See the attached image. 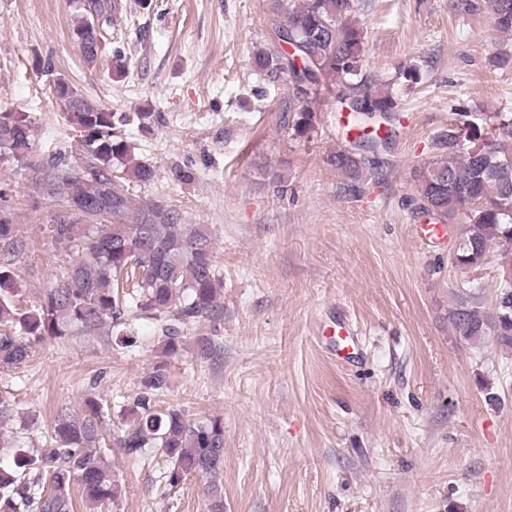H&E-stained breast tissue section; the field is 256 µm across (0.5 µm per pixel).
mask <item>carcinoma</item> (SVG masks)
<instances>
[{
	"instance_id": "1",
	"label": "carcinoma",
	"mask_w": 512,
	"mask_h": 512,
	"mask_svg": "<svg viewBox=\"0 0 512 512\" xmlns=\"http://www.w3.org/2000/svg\"><path fill=\"white\" fill-rule=\"evenodd\" d=\"M494 27L512 34V0H489ZM81 14L73 35L87 65L97 62L104 43L102 22L112 0H79ZM353 0H301L275 20L274 49L255 52L253 64L267 80L288 75L298 95L318 94L324 84L341 90V109H349L346 134H361L332 153L329 164L341 171L343 190L357 193L376 180L384 161L369 157L386 147L368 126L394 119V98L377 90L363 73L362 29L351 18ZM65 118L80 133V163L61 153L41 154L34 125L23 112H0V164L36 174L52 192L54 240L68 244L75 258L43 289L35 305L21 311L11 270L0 269V363L20 365L34 344L73 334L91 336L102 328L133 332L132 322L155 321L167 356L183 349L185 330L201 321H219L223 280L215 265L214 241L204 224H183L179 213L159 203H134L125 182L153 180L151 166L136 160L123 127L131 117L80 96L63 78L54 80ZM317 112L303 104L283 116L297 135L314 128ZM495 136L480 144L468 112L454 113L457 130L436 138L437 153L414 170L420 213L440 223L463 224L462 247L451 264L480 267L492 247L500 249L506 273L491 308L480 290L459 287L448 307L456 339L476 344L486 338L512 350V115L489 117ZM473 146L466 147L461 137ZM8 190L0 188V251L15 260L24 250L7 213ZM167 375L156 367L141 383L116 446L131 458L156 449L168 461L162 483L170 490L191 476L203 479L208 512H224V422L190 419L162 409L158 396ZM110 413L103 399L88 396L80 411L62 412L46 448L18 449L14 469L0 468V512H74L71 489L78 484L86 512H101L118 500L112 462L105 454Z\"/></svg>"
}]
</instances>
